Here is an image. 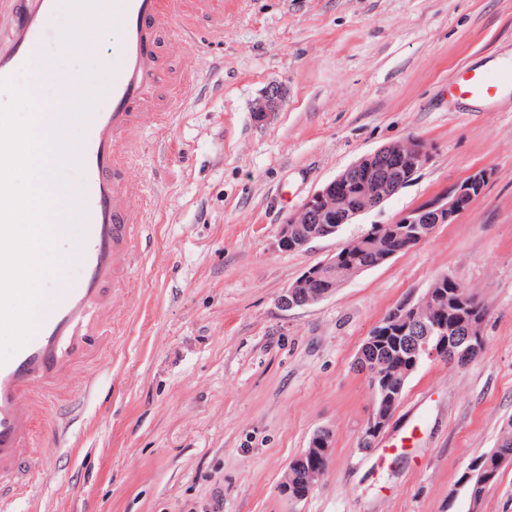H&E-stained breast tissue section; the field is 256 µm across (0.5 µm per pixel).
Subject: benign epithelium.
<instances>
[{
	"label": "benign epithelium",
	"instance_id": "1",
	"mask_svg": "<svg viewBox=\"0 0 512 512\" xmlns=\"http://www.w3.org/2000/svg\"><path fill=\"white\" fill-rule=\"evenodd\" d=\"M280 98L278 88H272L258 104L255 113L262 118L276 109ZM430 161V152L424 140L410 139L391 142L351 164L335 178L309 195L301 206L281 224L279 246L302 250L312 241L336 235V224H348L358 215L379 207L415 179ZM490 173L477 170L448 189L435 194L416 207L400 213L394 223L410 224L412 230L406 246L413 249L432 233L431 225L452 224L485 192ZM360 183L365 189L364 205L344 208L350 182ZM307 225L308 232L297 234L298 225ZM336 292V285L325 284L320 278V267L308 268L301 277L280 295L282 307L292 309L322 302ZM424 297L409 298L397 303L379 325H401L402 333L418 341L415 353H423L433 361H456L458 348L474 350L475 327L462 330L450 326L423 311ZM356 369L372 381V410L362 436L361 447L371 448L375 439L391 420L386 407L395 406L404 392V381L384 378L379 364L363 355L356 361ZM334 432L323 427L311 437L302 458L310 464L284 477L281 491L294 500L304 499L313 489V478L322 474L332 459Z\"/></svg>",
	"mask_w": 512,
	"mask_h": 512
}]
</instances>
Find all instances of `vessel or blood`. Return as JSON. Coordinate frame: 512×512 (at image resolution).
<instances>
[{
    "instance_id": "vessel-or-blood-1",
    "label": "vessel or blood",
    "mask_w": 512,
    "mask_h": 512,
    "mask_svg": "<svg viewBox=\"0 0 512 512\" xmlns=\"http://www.w3.org/2000/svg\"><path fill=\"white\" fill-rule=\"evenodd\" d=\"M9 5L11 38L0 49V78L18 77L35 65L54 74L44 45L54 32L60 0H9ZM107 24L113 38L106 89L81 78L61 87L67 100L84 91L96 101L82 141L66 144L67 156L80 163L77 179L61 193L83 226L71 243L79 275L55 282L56 298L40 314L33 336L0 366V512H13V502L28 487L36 439L55 449L60 431L50 422V405L71 391L112 322L115 275L131 251L143 206L130 137L140 128L163 125L198 85L195 68L184 67L177 75L170 71V43L186 42L192 29L183 0H115L100 20L79 24L81 51L95 49ZM508 87L512 68L473 70L455 84L460 96L471 99Z\"/></svg>"
}]
</instances>
